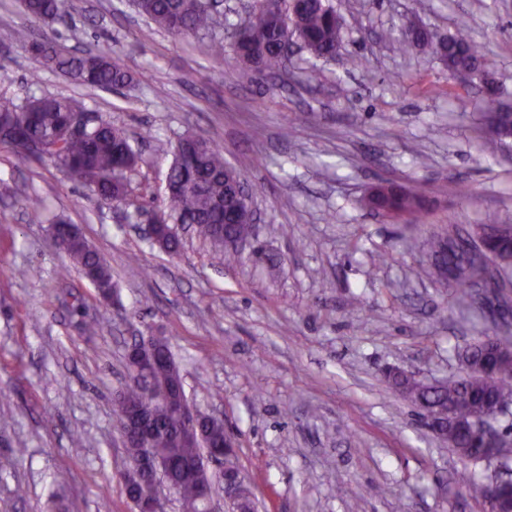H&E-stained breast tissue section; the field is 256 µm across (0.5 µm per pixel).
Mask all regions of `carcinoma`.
Returning a JSON list of instances; mask_svg holds the SVG:
<instances>
[{"instance_id": "cac0c4a2", "label": "carcinoma", "mask_w": 512, "mask_h": 512, "mask_svg": "<svg viewBox=\"0 0 512 512\" xmlns=\"http://www.w3.org/2000/svg\"><path fill=\"white\" fill-rule=\"evenodd\" d=\"M23 12L33 22L49 23L63 12L65 0H20ZM138 13L157 28L175 35L207 33L220 24L218 17L206 0H134ZM343 38L339 16L329 0H273L259 14L233 29L230 47L239 67L245 73L261 77L276 76L288 69V54L284 47L299 41L313 58H326L335 54ZM20 42L41 62L57 70L74 82L88 87H124L134 81L133 75L112 58L108 51L76 55L66 50L58 38L34 28H13L0 32V43ZM399 48L404 52H430L448 65L478 68L480 46L466 28L447 37V52L441 53L439 40L426 30L408 31ZM82 100L74 97L41 96L16 106L5 100L0 102V114L14 116L12 124L0 123V144L26 156L21 143H57L59 151L50 157L42 154L35 159H48L56 166L78 177L102 201L123 203L138 210L143 203L131 195L130 176L139 167L142 158L134 152L125 132L112 123L99 119L79 135L69 131L71 114L85 112ZM482 118L484 125L496 128L512 120V114L503 111L493 90L484 99ZM170 177L182 185L179 192L167 197L166 210L174 224H193L198 236L220 246L218 234L224 226V213L232 215V232L245 238L251 231L248 209L239 206L233 196L224 195V172L235 168L224 160V151L213 141L201 143L194 135L179 139L174 158L169 167ZM388 193L377 201V208H395L400 216L418 219L425 194L421 187L406 188L385 182ZM491 232L477 239L464 235L460 229H446L433 234L428 240L429 252L447 253L443 272L439 264H429L428 274L443 288L455 290L457 300L465 304L471 297V288L482 285L498 292L504 282L512 279V265L505 257L512 255V224H494ZM58 248L70 262L82 272L92 275L93 286L105 300L112 299L114 288L112 273L99 254L79 232L64 235ZM498 261L501 266L492 270L489 262ZM163 364L152 373V385L156 390H167L178 396L182 388V373L172 357L169 338L161 336L151 345ZM388 381L396 390L417 393L415 405L423 413L440 403L471 398L479 400L486 392L512 401V375L505 378L477 377L467 374L452 379L438 389L420 390L414 382L397 375H388ZM147 389H139L128 383L114 397L113 413L122 421L126 405L139 401L150 406ZM158 430L145 449L131 439L125 443L127 462L136 460L148 450L160 465L165 479L176 487L182 512H204L205 504L199 497V484L206 479L203 457L208 445L224 441L227 432L224 422L205 423L201 429V441L190 447H181L176 435L183 424L171 414L156 412ZM462 480L469 491L483 500L491 495L488 484L474 473H465Z\"/></svg>"}]
</instances>
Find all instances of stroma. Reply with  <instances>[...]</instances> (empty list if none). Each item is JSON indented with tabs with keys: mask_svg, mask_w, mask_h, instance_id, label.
<instances>
[{
	"mask_svg": "<svg viewBox=\"0 0 512 512\" xmlns=\"http://www.w3.org/2000/svg\"><path fill=\"white\" fill-rule=\"evenodd\" d=\"M330 2L346 34L313 80L298 49L287 80L250 81L232 51L202 56L196 38L149 29L130 0H66L52 28L69 51L109 48L132 86L83 88L0 44V100L83 99L140 153L132 187L152 206L165 207L174 147L194 133L223 147L260 214L236 265L190 232L170 254L135 231L134 208L0 145V512H52L54 494L63 512H134L113 398L129 346L154 333L190 404L223 418L258 512H488L386 374L461 376L459 351L493 331L483 298L459 305L423 269L440 225L512 224V146L480 150L485 80L512 103V0ZM413 23L438 37L467 27L480 74L400 51ZM384 180L426 186L419 222L364 206ZM58 220L111 268L117 302L78 270L60 276ZM89 320L96 333L81 331Z\"/></svg>",
	"mask_w": 512,
	"mask_h": 512,
	"instance_id": "35a3bbf8",
	"label": "stroma"
}]
</instances>
